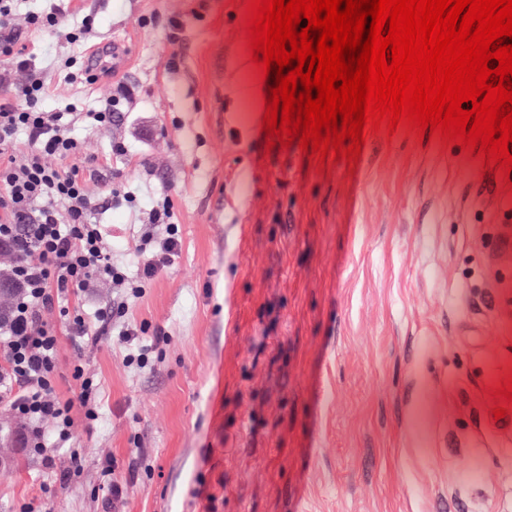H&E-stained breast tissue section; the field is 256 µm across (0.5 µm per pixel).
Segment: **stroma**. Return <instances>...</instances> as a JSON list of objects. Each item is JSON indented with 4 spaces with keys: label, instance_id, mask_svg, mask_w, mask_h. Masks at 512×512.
Listing matches in <instances>:
<instances>
[{
    "label": "stroma",
    "instance_id": "35a3bbf8",
    "mask_svg": "<svg viewBox=\"0 0 512 512\" xmlns=\"http://www.w3.org/2000/svg\"><path fill=\"white\" fill-rule=\"evenodd\" d=\"M243 4L70 0L109 70L85 86L56 71L78 46L19 30L45 109L120 99L112 126H71L89 194L130 195L93 214L113 266L135 275L143 232L165 237V194L181 250L140 297H70L89 316L128 300L99 343L47 315L57 394L76 399L81 363L99 418L76 413L49 468L0 404V512H512V412L489 395L512 373V189L403 127L366 134L353 172L265 151Z\"/></svg>",
    "mask_w": 512,
    "mask_h": 512
}]
</instances>
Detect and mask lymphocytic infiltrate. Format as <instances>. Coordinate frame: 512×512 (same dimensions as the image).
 <instances>
[{"label":"lymphocytic infiltrate","mask_w":512,"mask_h":512,"mask_svg":"<svg viewBox=\"0 0 512 512\" xmlns=\"http://www.w3.org/2000/svg\"><path fill=\"white\" fill-rule=\"evenodd\" d=\"M15 0H0V56L21 82L0 89V251L12 252L15 262L7 280L16 288V300L0 318V401L23 424L21 442L52 465L41 428L49 421L60 440H68L74 425V405L84 417L96 421L97 386L86 377L82 365H74L72 378L79 384L77 400H65L55 390L59 367V338L45 324L43 315L58 309L66 317L72 336L98 342L112 326V307L104 305L87 322L81 310L70 309L68 299L91 288L98 280L118 279L112 267V248L104 225L91 215L100 205L119 200L117 190L105 189L91 196L79 167L55 168L46 158L67 159L81 153L82 145L68 132L78 121L94 130L112 123L117 115L115 99L92 112H49L43 109L46 95L42 71L35 57L15 50ZM25 134L26 152H17V134ZM181 240L170 232L161 242L143 235L137 247L139 274L129 284L131 297H139L144 282L154 279L178 255Z\"/></svg>","instance_id":"lymphocytic-infiltrate-1"}]
</instances>
